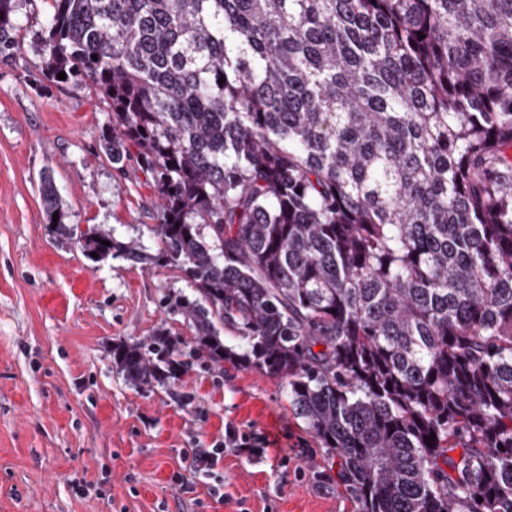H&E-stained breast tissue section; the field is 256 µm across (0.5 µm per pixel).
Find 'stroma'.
Wrapping results in <instances>:
<instances>
[{
    "label": "stroma",
    "instance_id": "stroma-1",
    "mask_svg": "<svg viewBox=\"0 0 512 512\" xmlns=\"http://www.w3.org/2000/svg\"><path fill=\"white\" fill-rule=\"evenodd\" d=\"M23 45L0 59V512H354L283 380L191 357L179 379L139 387L117 340L157 330L192 347L171 299L179 270L88 261L56 242L39 198L51 170L69 223L101 224L157 253V196L99 145L108 106L85 85H42ZM265 446L192 472L226 426Z\"/></svg>",
    "mask_w": 512,
    "mask_h": 512
}]
</instances>
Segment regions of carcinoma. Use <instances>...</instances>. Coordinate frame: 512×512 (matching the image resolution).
<instances>
[{
  "mask_svg": "<svg viewBox=\"0 0 512 512\" xmlns=\"http://www.w3.org/2000/svg\"><path fill=\"white\" fill-rule=\"evenodd\" d=\"M46 2L39 81L108 103L162 248L66 223L44 173L52 236L178 269L197 351L286 381L355 512H512V0ZM180 345L112 361L177 379Z\"/></svg>",
  "mask_w": 512,
  "mask_h": 512,
  "instance_id": "obj_1",
  "label": "carcinoma"
}]
</instances>
